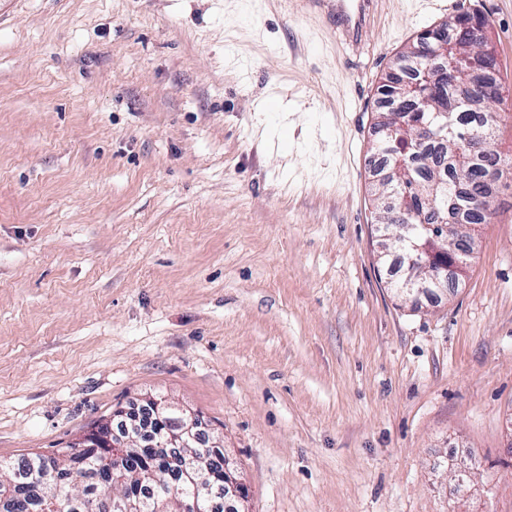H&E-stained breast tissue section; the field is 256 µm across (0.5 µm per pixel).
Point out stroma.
<instances>
[{"label": "stroma", "mask_w": 512, "mask_h": 512, "mask_svg": "<svg viewBox=\"0 0 512 512\" xmlns=\"http://www.w3.org/2000/svg\"><path fill=\"white\" fill-rule=\"evenodd\" d=\"M464 11L512 157V0H371L356 42L278 0H0V459L152 394L250 512H512V178L417 305L374 202L379 87Z\"/></svg>", "instance_id": "35a3bbf8"}]
</instances>
